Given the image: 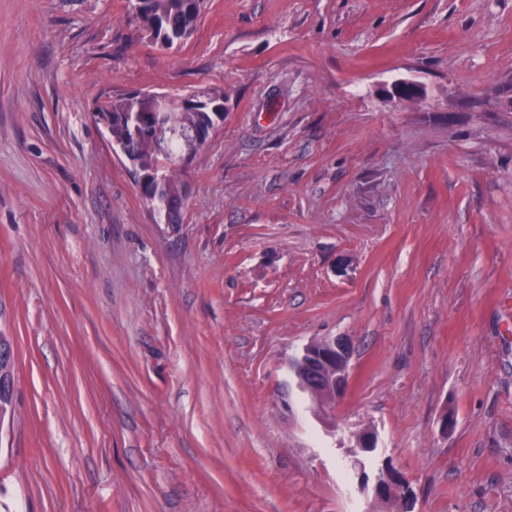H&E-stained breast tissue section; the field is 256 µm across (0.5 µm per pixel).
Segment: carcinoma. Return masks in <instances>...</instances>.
<instances>
[{
    "label": "carcinoma",
    "mask_w": 512,
    "mask_h": 512,
    "mask_svg": "<svg viewBox=\"0 0 512 512\" xmlns=\"http://www.w3.org/2000/svg\"><path fill=\"white\" fill-rule=\"evenodd\" d=\"M207 0H130V6L145 36L166 48L180 45L194 32ZM224 95L197 91L182 98H155L150 92H131L106 101L99 111L112 116V144L123 146L128 162L147 172L163 169V182L149 176L139 183L143 198L155 210L165 211L168 196L182 192L167 164L176 155L194 147L192 131L209 133L222 116ZM13 394L0 391V428L13 417Z\"/></svg>",
    "instance_id": "obj_1"
}]
</instances>
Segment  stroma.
<instances>
[{"instance_id": "1", "label": "stroma", "mask_w": 512, "mask_h": 512, "mask_svg": "<svg viewBox=\"0 0 512 512\" xmlns=\"http://www.w3.org/2000/svg\"><path fill=\"white\" fill-rule=\"evenodd\" d=\"M208 89L171 225L94 113ZM0 328L9 512H512V0H208L170 50L0 0ZM329 336L319 407L285 362ZM351 355V346L345 337H328L305 345L288 361V369L293 359L303 368L315 370L320 376L317 379L321 381L322 403H332L342 397L348 384ZM404 488L401 476L397 471L387 466L375 478L373 495L377 499H388L395 496Z\"/></svg>"}]
</instances>
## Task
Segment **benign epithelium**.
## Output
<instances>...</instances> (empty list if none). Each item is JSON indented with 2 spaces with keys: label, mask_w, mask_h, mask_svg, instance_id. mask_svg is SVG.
<instances>
[{
  "label": "benign epithelium",
  "mask_w": 512,
  "mask_h": 512,
  "mask_svg": "<svg viewBox=\"0 0 512 512\" xmlns=\"http://www.w3.org/2000/svg\"><path fill=\"white\" fill-rule=\"evenodd\" d=\"M351 355L349 341L343 336H334L305 345L293 360L318 373L322 402L332 403L342 397L348 384ZM402 488L404 484L399 473L387 466L375 478L373 495L377 499H388Z\"/></svg>",
  "instance_id": "obj_1"
}]
</instances>
